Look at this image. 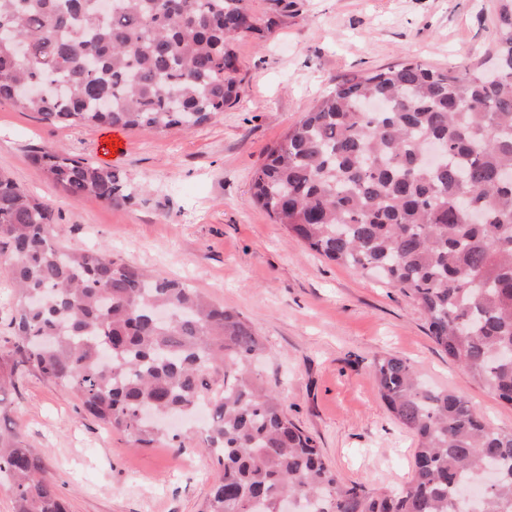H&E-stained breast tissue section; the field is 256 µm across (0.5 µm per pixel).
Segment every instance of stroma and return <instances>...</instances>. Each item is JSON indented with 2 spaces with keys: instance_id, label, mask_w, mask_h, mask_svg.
Listing matches in <instances>:
<instances>
[{
  "instance_id": "obj_1",
  "label": "stroma",
  "mask_w": 512,
  "mask_h": 512,
  "mask_svg": "<svg viewBox=\"0 0 512 512\" xmlns=\"http://www.w3.org/2000/svg\"><path fill=\"white\" fill-rule=\"evenodd\" d=\"M272 20L236 44L237 100L192 131L62 127L0 102V173L50 204L64 244L107 246L127 263L185 282L240 313L264 337L260 367L288 414L347 482L395 488L413 469L410 435L377 394L373 361L411 362L433 386L463 395L494 427L512 430L498 400L427 334L400 289L346 269L289 238L252 201V174L270 148L336 84L407 60L445 69L491 56L497 0H249ZM63 148L121 170L131 204L73 199L29 161ZM42 457L69 512H202L219 471L198 432L183 448H144L101 426L62 386L31 369L0 397V428Z\"/></svg>"
}]
</instances>
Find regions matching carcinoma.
<instances>
[{"instance_id":"cac0c4a2","label":"carcinoma","mask_w":512,"mask_h":512,"mask_svg":"<svg viewBox=\"0 0 512 512\" xmlns=\"http://www.w3.org/2000/svg\"><path fill=\"white\" fill-rule=\"evenodd\" d=\"M0 0V100L61 126L193 130L237 99L235 43L272 32L247 0ZM490 65L408 60L336 87L253 174L254 204L288 236L354 271L379 272L425 313L433 342L512 405V0H498ZM30 161L70 197L131 203L126 176L63 149ZM0 275L19 299L0 351V393L30 366L103 426L149 445L180 435L139 418L208 402L219 470L202 512H512V432L408 361L374 364L380 398L417 442L411 480L340 479L257 370L265 345L195 288L59 240L53 210L0 174ZM499 477L491 487V467ZM13 512H68L40 455L0 429Z\"/></svg>"}]
</instances>
